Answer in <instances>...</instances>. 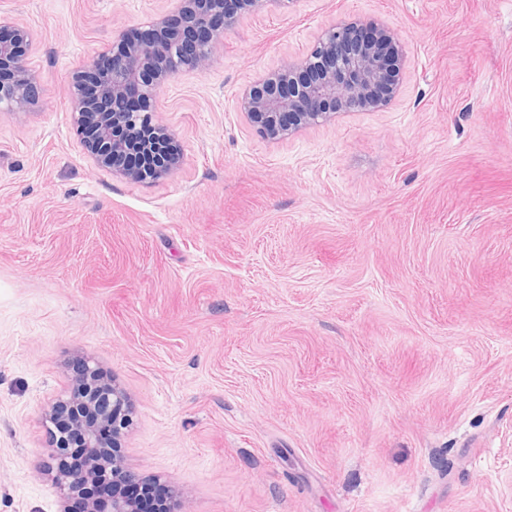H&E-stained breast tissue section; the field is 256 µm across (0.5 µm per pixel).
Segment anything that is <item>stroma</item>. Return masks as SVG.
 Listing matches in <instances>:
<instances>
[{"mask_svg":"<svg viewBox=\"0 0 512 512\" xmlns=\"http://www.w3.org/2000/svg\"><path fill=\"white\" fill-rule=\"evenodd\" d=\"M168 0H0L36 96L0 111V512L41 474L73 365L127 392V469L183 512H512V0H292L156 98L174 170L113 177L71 84ZM340 19L401 92L288 138L235 107Z\"/></svg>","mask_w":512,"mask_h":512,"instance_id":"35a3bbf8","label":"stroma"}]
</instances>
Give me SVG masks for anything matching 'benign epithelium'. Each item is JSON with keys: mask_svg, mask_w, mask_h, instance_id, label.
I'll use <instances>...</instances> for the list:
<instances>
[{"mask_svg": "<svg viewBox=\"0 0 512 512\" xmlns=\"http://www.w3.org/2000/svg\"><path fill=\"white\" fill-rule=\"evenodd\" d=\"M172 10L149 22L141 36L124 33L112 48L92 60L84 74L76 76L78 99L74 112L87 150L101 167L131 181L167 175L177 164L180 147L157 120L153 105L157 90L182 67L207 69L224 31L248 11L281 12L291 0H171ZM354 22L332 27L298 62H286L280 73L255 75L239 92L237 109L262 138L277 140L341 112L376 111L386 106L399 89L403 65L400 42L384 25L353 43L349 28ZM0 111L24 108L35 97L27 67L29 38L16 27L0 24ZM116 154L133 157L128 168L109 166ZM47 418L58 417L55 447L47 449L55 462L48 472L63 512L79 491L114 481L127 488L110 497L84 500L83 512H149L136 494L138 478L129 473L121 458L106 454L131 425L127 395L101 374L98 365L83 360L71 378L69 395L52 404ZM84 448L79 468L67 464L66 448L74 441Z\"/></svg>", "mask_w": 512, "mask_h": 512, "instance_id": "benign-epithelium-1", "label": "benign epithelium"}]
</instances>
